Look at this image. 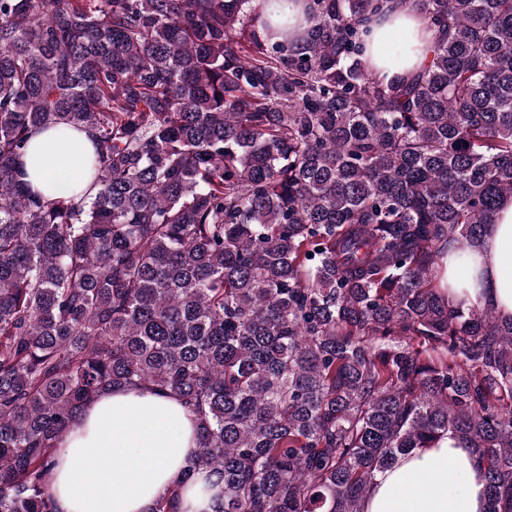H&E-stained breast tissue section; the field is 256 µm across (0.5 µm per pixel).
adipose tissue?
<instances>
[{"label": "adipose tissue", "instance_id": "obj_1", "mask_svg": "<svg viewBox=\"0 0 512 512\" xmlns=\"http://www.w3.org/2000/svg\"><path fill=\"white\" fill-rule=\"evenodd\" d=\"M370 27L376 44L405 41L407 67L425 62L430 33L420 15L399 9ZM438 280L453 305L512 318V197L501 200L478 246L449 251ZM196 452L195 417L182 401L151 388L114 390L86 407L58 446L57 512H150L173 490L178 512H217L224 485L192 467ZM485 486L475 454L448 435L379 473L363 512H484Z\"/></svg>", "mask_w": 512, "mask_h": 512}]
</instances>
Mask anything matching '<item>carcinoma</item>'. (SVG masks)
Returning <instances> with one entry per match:
<instances>
[{"label":"carcinoma","mask_w":512,"mask_h":512,"mask_svg":"<svg viewBox=\"0 0 512 512\" xmlns=\"http://www.w3.org/2000/svg\"><path fill=\"white\" fill-rule=\"evenodd\" d=\"M304 2L290 38L288 0H0V512H56L73 419L147 386L218 512H362L448 434L512 512V320L435 279L512 196V0ZM398 4L432 45L387 81ZM50 128L93 153L43 193ZM370 27L374 33L373 46L379 44L380 52H382V47L388 44L396 34H399L407 44V51H410L412 47L416 48V52H411L407 58L406 70L419 68L425 62L431 34L420 15L407 9H399L373 19Z\"/></svg>","instance_id":"obj_1"}]
</instances>
